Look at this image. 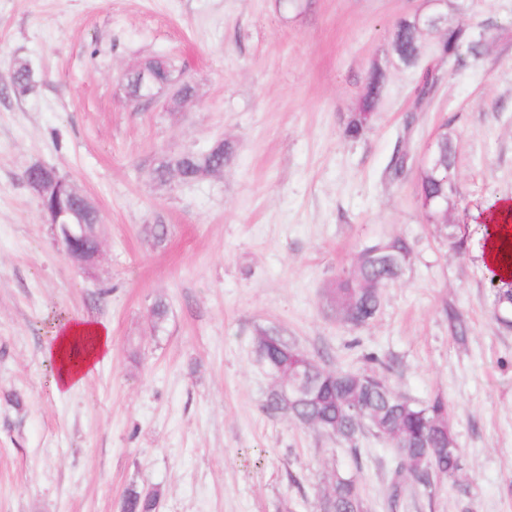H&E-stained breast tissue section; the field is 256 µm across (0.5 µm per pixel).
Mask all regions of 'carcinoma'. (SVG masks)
Returning a JSON list of instances; mask_svg holds the SVG:
<instances>
[{
    "label": "carcinoma",
    "instance_id": "obj_1",
    "mask_svg": "<svg viewBox=\"0 0 512 512\" xmlns=\"http://www.w3.org/2000/svg\"><path fill=\"white\" fill-rule=\"evenodd\" d=\"M445 13L437 10L397 20L390 32L393 56L405 66L417 64L420 38L425 32H438L439 52L443 57L454 56L462 46L477 55L481 42L471 38L462 27H453L444 21ZM145 70L155 79L164 80L174 70L166 59L157 58L146 64ZM34 75L28 63L15 62L11 84L14 91L24 94L34 86ZM385 83V73L373 68L368 75L358 112L345 128L348 137L358 138L371 123L377 110ZM436 85L435 69L424 67L414 88L415 107L422 106L431 97ZM232 158L230 145L217 140L201 152H186L162 159L150 176L162 183L178 170L182 180L193 181L199 175L216 173ZM456 153L448 134L436 139L431 157L420 174L417 200L427 221L441 224L447 231L450 244L459 248L462 240L448 223L450 196L454 191ZM412 258V247L403 237L378 238L365 244L350 268L336 275L330 295L336 314L346 324L354 320L358 325L368 324L380 305L381 288L401 278ZM495 309L506 316L512 310V285L504 282L495 294ZM448 324L454 337L465 338L468 326L463 316L453 307L446 308ZM259 346L264 361L274 370L299 361L305 352L282 341L278 335L264 331ZM307 382L310 394L299 400L288 415L302 425L322 429H336V438L357 450L359 440L368 434V427L381 429L380 440L391 445L397 466L388 487L389 509L399 505L408 481L432 486V475L456 480L461 470L456 453V441L450 427L448 402L437 396L424 406H418L395 392L379 374L367 371L328 370L320 363L310 366ZM355 406L365 412L364 419L349 412ZM158 494L151 496L129 489L122 501L124 512H155ZM325 500L333 512H361L365 498L359 478L336 473Z\"/></svg>",
    "mask_w": 512,
    "mask_h": 512
}]
</instances>
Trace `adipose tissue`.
Masks as SVG:
<instances>
[{"label":"adipose tissue","mask_w":512,"mask_h":512,"mask_svg":"<svg viewBox=\"0 0 512 512\" xmlns=\"http://www.w3.org/2000/svg\"><path fill=\"white\" fill-rule=\"evenodd\" d=\"M482 226L480 251L488 270L496 278L512 280V264L498 256L501 241L512 242V200L499 199L487 205L478 216ZM47 354L55 364L53 389L65 395L83 386L85 380L112 354L109 326L72 313L60 319L47 344Z\"/></svg>","instance_id":"adipose-tissue-1"}]
</instances>
